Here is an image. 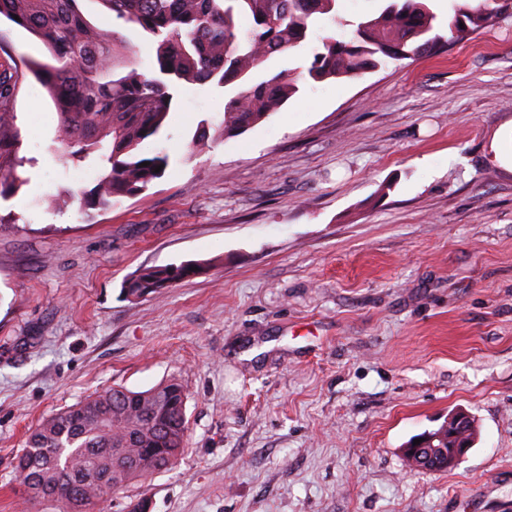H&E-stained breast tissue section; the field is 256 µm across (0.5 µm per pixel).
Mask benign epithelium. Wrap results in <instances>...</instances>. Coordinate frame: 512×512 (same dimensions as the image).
I'll return each mask as SVG.
<instances>
[{"mask_svg":"<svg viewBox=\"0 0 512 512\" xmlns=\"http://www.w3.org/2000/svg\"><path fill=\"white\" fill-rule=\"evenodd\" d=\"M471 427V416L456 412L448 417V429L451 431L456 444L446 448L435 446L436 438L430 434L421 436L422 442L410 444L404 448V454L417 470L440 472L456 466L469 451V444L463 440V435Z\"/></svg>","mask_w":512,"mask_h":512,"instance_id":"benign-epithelium-1","label":"benign epithelium"}]
</instances>
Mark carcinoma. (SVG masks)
<instances>
[{"instance_id":"obj_1","label":"carcinoma","mask_w":512,"mask_h":512,"mask_svg":"<svg viewBox=\"0 0 512 512\" xmlns=\"http://www.w3.org/2000/svg\"><path fill=\"white\" fill-rule=\"evenodd\" d=\"M100 2L117 20L151 37V72L118 64L125 48L120 34L92 25L77 0H0V16L38 37L51 57L22 68L0 65V197L23 183L13 105L25 73L34 75L54 102L67 160L96 158L104 168L88 204L105 209L166 171L167 154L144 157L138 149L160 135L182 83L224 88V115L215 128L221 138L260 123L298 93L294 72L262 79L256 68L306 42L318 18L336 13L337 0ZM506 14H512V0L457 4L447 36L436 27L428 0H386L377 16L350 23L349 36L323 41L306 73L323 82L357 77L388 60L442 53ZM241 15L252 20L245 32L237 25ZM200 271L202 266L193 271L189 264L144 266L126 280L124 294L157 293ZM186 401L184 385L170 377L146 390L96 392L43 420L17 460L30 499L50 498L63 505V512H88L103 492L123 490L170 468L186 444Z\"/></svg>"}]
</instances>
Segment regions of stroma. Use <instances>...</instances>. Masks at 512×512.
<instances>
[{
	"label": "stroma",
	"instance_id": "obj_1",
	"mask_svg": "<svg viewBox=\"0 0 512 512\" xmlns=\"http://www.w3.org/2000/svg\"><path fill=\"white\" fill-rule=\"evenodd\" d=\"M142 71L152 41L100 0ZM380 0H338L301 46L259 68L301 71ZM0 21V62L44 61ZM244 133L188 150L224 91L181 85L144 155L169 166L109 208L85 199L56 108L33 76L14 110L26 182L0 199V512L35 506L15 469L43 419L112 387L175 376L186 447L90 512H502L512 506V173L492 159L512 119V16L447 52L315 83ZM202 273L125 298L138 268ZM477 439L447 472L403 450L450 414Z\"/></svg>",
	"mask_w": 512,
	"mask_h": 512
}]
</instances>
